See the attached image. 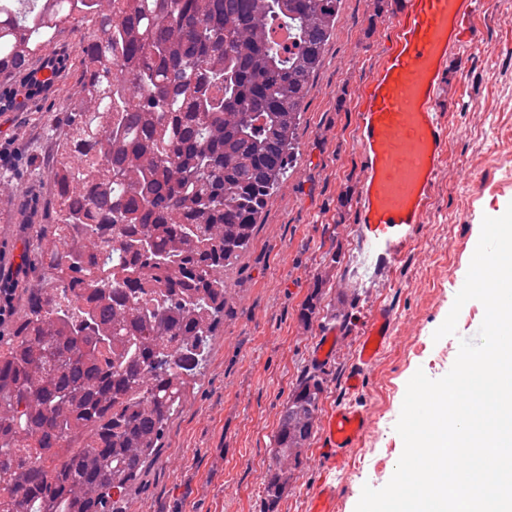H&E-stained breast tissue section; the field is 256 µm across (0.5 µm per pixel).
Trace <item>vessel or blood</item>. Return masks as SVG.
Returning <instances> with one entry per match:
<instances>
[{"instance_id":"1","label":"vessel or blood","mask_w":512,"mask_h":512,"mask_svg":"<svg viewBox=\"0 0 512 512\" xmlns=\"http://www.w3.org/2000/svg\"><path fill=\"white\" fill-rule=\"evenodd\" d=\"M493 0H396L390 39L357 102L356 145L363 158L354 222L374 272L390 270L429 210L448 150L438 102L454 55L484 37L475 23ZM392 309H374L360 326L357 362L346 386L355 391L393 334ZM368 429L364 411L337 409L323 417L318 460L325 472L342 467ZM335 488L317 487L309 512H337Z\"/></svg>"}]
</instances>
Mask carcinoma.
Instances as JSON below:
<instances>
[{"label":"carcinoma","instance_id":"obj_1","mask_svg":"<svg viewBox=\"0 0 512 512\" xmlns=\"http://www.w3.org/2000/svg\"><path fill=\"white\" fill-rule=\"evenodd\" d=\"M341 3L0 0L1 78L92 27L35 254L47 284L0 344V512H131L229 301L224 267L288 170ZM321 390L307 375L288 399L264 512Z\"/></svg>","mask_w":512,"mask_h":512}]
</instances>
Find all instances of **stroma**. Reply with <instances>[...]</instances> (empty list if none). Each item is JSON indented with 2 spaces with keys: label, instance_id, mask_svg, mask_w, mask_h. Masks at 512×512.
Segmentation results:
<instances>
[{
  "label": "stroma",
  "instance_id": "35a3bbf8",
  "mask_svg": "<svg viewBox=\"0 0 512 512\" xmlns=\"http://www.w3.org/2000/svg\"><path fill=\"white\" fill-rule=\"evenodd\" d=\"M378 6V0L342 2V31L327 45L296 129L297 158L247 249L224 269L231 291L224 317L193 395L171 415L134 512H261L279 420L307 372L322 381L320 413L354 402L367 409L371 428L344 468L328 475L317 445H310L277 512H308L312 489L326 478L340 512H355L363 485L383 487L402 454L395 425L408 381L419 370L443 377L460 339L478 333L484 307L474 300L460 312L455 335L433 338L465 281L484 216H500L512 203V53L506 50L512 6L496 0L478 16L480 47L452 62L441 114L449 156L429 218L392 271L376 276L360 265L353 216L363 172L354 103L389 28ZM73 41V34H62L44 52L64 66L49 92L22 111L0 112V139H14L31 159L27 167L0 172V267L17 272L19 316L42 285L34 254L41 229L53 219L50 171L71 124L69 107L82 94ZM314 294L316 312L304 318ZM380 304L396 313L395 335L360 390L349 391L358 341L351 318ZM335 329L343 333L335 357L317 364L323 334Z\"/></svg>",
  "mask_w": 512,
  "mask_h": 512
}]
</instances>
